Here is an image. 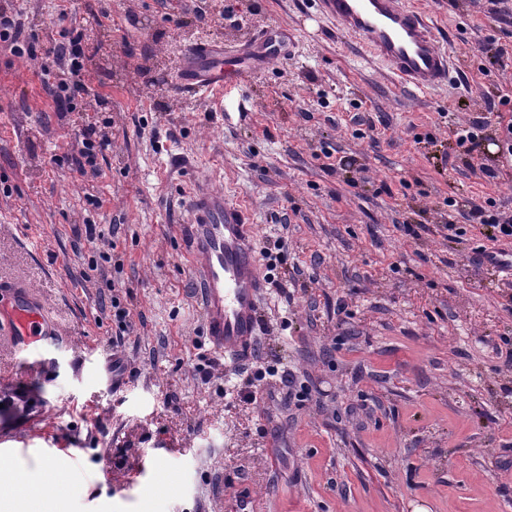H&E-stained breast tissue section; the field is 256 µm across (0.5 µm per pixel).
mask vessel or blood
Instances as JSON below:
<instances>
[{"label":"vessel or blood","instance_id":"1","mask_svg":"<svg viewBox=\"0 0 512 512\" xmlns=\"http://www.w3.org/2000/svg\"><path fill=\"white\" fill-rule=\"evenodd\" d=\"M322 15L350 35L353 44L384 64L397 83L421 91L435 89L452 75V62L426 17L405 0H317ZM292 39L282 28H265L251 38L259 57L274 61L287 54ZM233 55L223 45L190 46L179 67L175 89L202 97L242 83ZM191 222L184 245L198 282L202 326L213 351L233 362L251 357L265 286L252 247L245 213L223 192L206 186L190 195ZM0 327L24 359L57 343V333L41 303L23 286L0 282Z\"/></svg>","mask_w":512,"mask_h":512}]
</instances>
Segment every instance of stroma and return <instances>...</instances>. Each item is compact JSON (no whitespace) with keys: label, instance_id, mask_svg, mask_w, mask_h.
Returning <instances> with one entry per match:
<instances>
[{"label":"stroma","instance_id":"35a3bbf8","mask_svg":"<svg viewBox=\"0 0 512 512\" xmlns=\"http://www.w3.org/2000/svg\"><path fill=\"white\" fill-rule=\"evenodd\" d=\"M408 2L455 61L429 93L355 52L315 0H71L92 88L72 104L37 62L0 53V281L28 284L58 331L27 369L0 331V388L26 393L0 408V465L67 449L62 512H235L243 495L257 512H512V288L471 262L479 228L438 231L445 198L512 200L493 141L471 160L455 141L512 88V60L478 72L482 37L512 33V0L495 16L487 0ZM11 4L56 37L58 0ZM272 26L294 56L175 95L189 44L241 52ZM359 116L378 145L355 137ZM88 123L112 147L82 175L71 143ZM333 149L349 167L326 171ZM196 182L248 214L271 275L246 362L202 334L181 236Z\"/></svg>","mask_w":512,"mask_h":512}]
</instances>
